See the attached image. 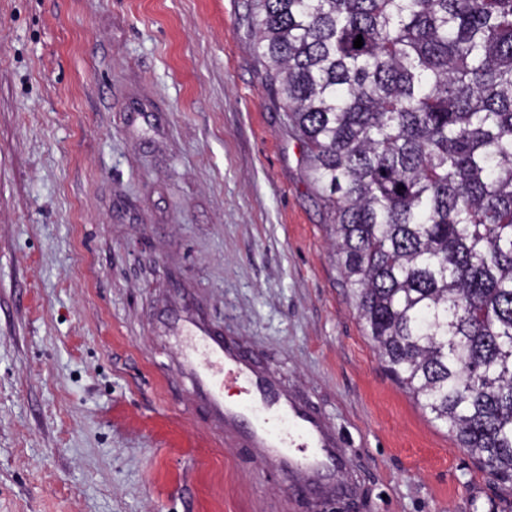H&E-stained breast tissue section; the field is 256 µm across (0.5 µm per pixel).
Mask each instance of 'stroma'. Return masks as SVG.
<instances>
[{
    "instance_id": "obj_1",
    "label": "stroma",
    "mask_w": 512,
    "mask_h": 512,
    "mask_svg": "<svg viewBox=\"0 0 512 512\" xmlns=\"http://www.w3.org/2000/svg\"><path fill=\"white\" fill-rule=\"evenodd\" d=\"M247 0H0V512H311L180 376L188 308L346 448L353 512H512L387 373Z\"/></svg>"
}]
</instances>
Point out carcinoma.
I'll return each mask as SVG.
<instances>
[{"label":"carcinoma","mask_w":512,"mask_h":512,"mask_svg":"<svg viewBox=\"0 0 512 512\" xmlns=\"http://www.w3.org/2000/svg\"><path fill=\"white\" fill-rule=\"evenodd\" d=\"M248 6L367 335L511 482L512 0Z\"/></svg>","instance_id":"cac0c4a2"}]
</instances>
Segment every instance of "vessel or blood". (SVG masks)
I'll list each match as a JSON object with an SVG mask.
<instances>
[{"instance_id": "b4317fda", "label": "vessel or blood", "mask_w": 512, "mask_h": 512, "mask_svg": "<svg viewBox=\"0 0 512 512\" xmlns=\"http://www.w3.org/2000/svg\"><path fill=\"white\" fill-rule=\"evenodd\" d=\"M169 328L180 353V370L194 384V397L224 430L242 440L271 464L298 470L306 487H321L341 467L345 451L312 411L261 378L237 348L225 345L187 311L175 313ZM248 395L246 407L224 402V384Z\"/></svg>"}]
</instances>
